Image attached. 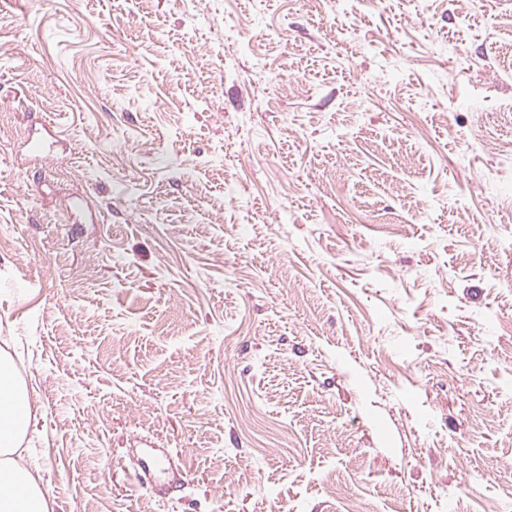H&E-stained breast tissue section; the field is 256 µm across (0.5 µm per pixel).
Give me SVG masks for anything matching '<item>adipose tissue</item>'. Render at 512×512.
<instances>
[{"instance_id": "adipose-tissue-1", "label": "adipose tissue", "mask_w": 512, "mask_h": 512, "mask_svg": "<svg viewBox=\"0 0 512 512\" xmlns=\"http://www.w3.org/2000/svg\"><path fill=\"white\" fill-rule=\"evenodd\" d=\"M36 415L10 355L0 350V512H49L38 470L20 452Z\"/></svg>"}]
</instances>
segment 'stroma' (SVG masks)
I'll return each instance as SVG.
<instances>
[{
	"mask_svg": "<svg viewBox=\"0 0 512 512\" xmlns=\"http://www.w3.org/2000/svg\"><path fill=\"white\" fill-rule=\"evenodd\" d=\"M0 348L53 512H512V0H0ZM181 450L178 448H142L140 457V469L143 475L139 474L142 483L150 484V480L156 475L165 473L171 465L173 456H179Z\"/></svg>",
	"mask_w": 512,
	"mask_h": 512,
	"instance_id": "1",
	"label": "stroma"
}]
</instances>
